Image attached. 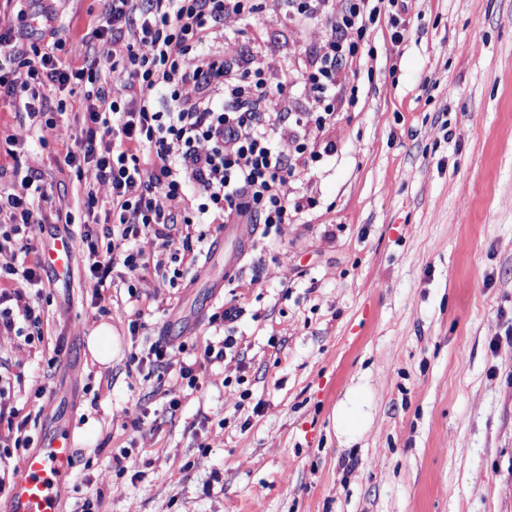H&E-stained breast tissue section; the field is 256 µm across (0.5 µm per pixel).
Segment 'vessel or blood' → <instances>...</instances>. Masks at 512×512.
Listing matches in <instances>:
<instances>
[{
    "label": "vessel or blood",
    "instance_id": "vessel-or-blood-1",
    "mask_svg": "<svg viewBox=\"0 0 512 512\" xmlns=\"http://www.w3.org/2000/svg\"><path fill=\"white\" fill-rule=\"evenodd\" d=\"M243 245L238 225H225L224 237L217 242L224 251L225 268L236 266ZM38 258L44 268L59 274L70 273L77 260L76 242L69 236L54 239ZM75 454L72 432L45 431L39 447L20 459L19 476L0 502V512H61L60 492L74 477Z\"/></svg>",
    "mask_w": 512,
    "mask_h": 512
}]
</instances>
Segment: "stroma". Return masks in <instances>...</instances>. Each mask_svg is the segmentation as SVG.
Segmentation results:
<instances>
[{
    "label": "stroma",
    "mask_w": 512,
    "mask_h": 512,
    "mask_svg": "<svg viewBox=\"0 0 512 512\" xmlns=\"http://www.w3.org/2000/svg\"><path fill=\"white\" fill-rule=\"evenodd\" d=\"M49 8L58 60L81 64L100 0ZM403 17L404 42L380 23L370 69H344L335 126L307 132L336 153L285 190L316 207L266 239L245 226L233 275L207 226L206 262L183 268L179 287L153 270L138 282L144 327L133 335L126 287L110 289L103 316L83 266L42 272L44 341L21 349L0 334V372L32 444L53 422L73 425L64 512L81 496L101 497L102 512H512V0H406ZM227 27L211 51L229 38L255 47L271 82L325 36L274 0ZM48 106L52 130L0 100V188L28 171L46 210L74 217L35 236L37 252L50 234L83 231L81 187L94 179L64 163L81 138L79 95L57 91ZM25 124L29 138L10 148ZM227 303L236 320L210 323ZM104 322L106 366L87 351ZM160 335L176 344L163 373L143 360ZM227 336L233 348L203 361L190 389L180 365ZM354 386L371 420L347 445L332 414ZM136 412L152 430L129 428Z\"/></svg>",
    "instance_id": "35a3bbf8"
}]
</instances>
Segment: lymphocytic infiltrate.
I'll list each match as a JSON object with an SVG mask.
<instances>
[{
    "mask_svg": "<svg viewBox=\"0 0 512 512\" xmlns=\"http://www.w3.org/2000/svg\"><path fill=\"white\" fill-rule=\"evenodd\" d=\"M288 17L323 21L329 34L318 53L299 69H283L276 86L265 78L259 53L215 56L209 37L227 18L244 19L251 0H103L91 31L98 49L86 67L59 64L54 45L26 47L23 33L0 30V96L28 91L33 117L45 115L46 90L80 86L85 108L83 137L66 154V165L90 168L96 181L86 191V215L107 199L104 228L86 225L78 238L88 260L96 303L115 283L133 285L148 268L198 264L194 241L205 224H259L270 235L316 202L288 197V180L300 158L316 161L336 144H306L308 128L336 122L332 90L342 68L362 62L382 12L394 25L400 0H279ZM25 75H18V67ZM303 86L307 110L287 118L269 104L270 93L286 97ZM19 190L0 188V333L30 346L42 341V315L28 290L41 281L39 261L17 263L16 241L46 224L40 203L46 193L32 176ZM185 206L173 212L167 201Z\"/></svg>",
    "mask_w": 512,
    "mask_h": 512,
    "instance_id": "f902f5d3",
    "label": "lymphocytic infiltrate"
}]
</instances>
